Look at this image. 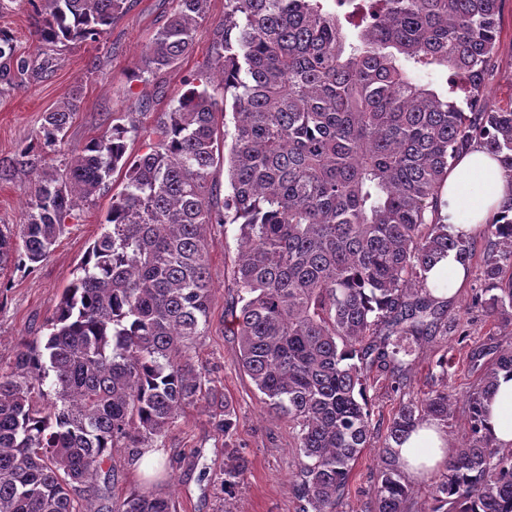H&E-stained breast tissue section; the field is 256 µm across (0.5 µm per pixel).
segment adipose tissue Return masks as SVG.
Instances as JSON below:
<instances>
[{"label":"adipose tissue","instance_id":"1","mask_svg":"<svg viewBox=\"0 0 512 512\" xmlns=\"http://www.w3.org/2000/svg\"><path fill=\"white\" fill-rule=\"evenodd\" d=\"M512 198L508 180L497 158L482 149L464 152L449 168L439 192V215L450 233L468 237ZM469 275L468 263L449 252L427 273V286L434 298L456 297ZM487 435L502 448H512V375L499 373L495 387L484 401ZM394 457L400 469L419 479L446 464L451 449L448 435L436 422L428 421L395 444Z\"/></svg>","mask_w":512,"mask_h":512}]
</instances>
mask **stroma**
Returning <instances> with one entry per match:
<instances>
[{"label":"stroma","mask_w":512,"mask_h":512,"mask_svg":"<svg viewBox=\"0 0 512 512\" xmlns=\"http://www.w3.org/2000/svg\"><path fill=\"white\" fill-rule=\"evenodd\" d=\"M172 0H133L131 10L113 23L98 43L58 47L51 76L28 73L0 85V158L13 156L30 140L44 112L71 96H78L67 141L56 155L68 161L72 150L111 127L125 113L146 102L161 112L184 93L185 78L197 72L212 52L214 29L224 17V0H211L210 19L198 32L192 52L179 66L157 81L143 83L135 72L145 45L172 11ZM0 29L9 32L20 55L34 53L32 13L22 0L0 15ZM501 39L506 50L495 62L486 91L488 104L512 94V0H504ZM110 204L101 196L82 205L81 218L67 221L53 252L30 274L5 267L0 271V373L14 371L22 344L44 343L46 323L94 239ZM209 254L213 282L211 322L191 351L207 395L187 407L166 437L150 442V467L135 449L117 445L110 462L95 481L107 495H161L173 512H298L292 491L296 449L286 419L263 409L260 394L239 364V343L224 330V312L237 299L233 268L239 249L237 225H210ZM469 277L455 299L445 304V324L423 339L411 365L403 372L400 390H392L389 370L372 366L368 372L371 427L386 433L388 419L400 402L447 389L453 416L446 432L450 446H458L466 428V400L495 352L512 337V322L489 316L473 306L472 298L485 288V261L491 250L487 235L470 237ZM232 406L236 427L225 439L217 427L225 406ZM234 452L245 469L231 492L220 481L227 452ZM375 449H366L355 463L348 490L336 512H375L372 489L377 481Z\"/></svg>","instance_id":"1"}]
</instances>
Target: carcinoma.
<instances>
[{
  "mask_svg": "<svg viewBox=\"0 0 512 512\" xmlns=\"http://www.w3.org/2000/svg\"><path fill=\"white\" fill-rule=\"evenodd\" d=\"M173 2L142 54L145 82L177 67L210 18L211 0ZM27 3L46 46L98 43L133 6ZM336 3L353 6L345 19L359 17L357 32L326 0H224L206 63L218 81L185 79L177 104L156 113L144 152L128 151L143 129L131 112L56 166L73 96L0 165V175L31 182L21 224L0 226V270L33 272L76 207L112 193L44 346H23L15 371L0 374V512H172L161 495L100 496L95 507L90 488L119 442L140 448L167 436L202 396L190 351L210 324V224L239 225V295L227 324L262 403L294 431L299 512H336L373 447L365 369L415 354L443 315L425 272L451 250L470 258L467 240L438 215L448 168L479 146L512 179V98L485 102L503 0ZM432 68L460 77L464 98L413 79ZM28 72L51 75L54 58L16 55L0 30V83ZM484 232L494 238L489 298L475 304L512 321V200ZM502 371L512 373V339L469 396L467 435L431 512H512V448L496 446L482 424V400ZM49 377L55 400L45 405L38 385ZM452 416L445 390L399 404L376 453L377 512H408L393 444ZM242 468L228 454L224 488Z\"/></svg>",
  "mask_w": 512,
  "mask_h": 512,
  "instance_id": "cac0c4a2",
  "label": "carcinoma"
}]
</instances>
